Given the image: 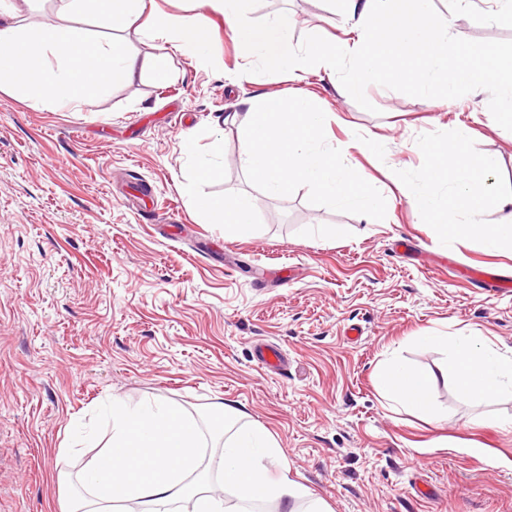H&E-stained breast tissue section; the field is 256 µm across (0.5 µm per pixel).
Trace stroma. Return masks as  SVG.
<instances>
[{
	"label": "stroma",
	"instance_id": "1",
	"mask_svg": "<svg viewBox=\"0 0 512 512\" xmlns=\"http://www.w3.org/2000/svg\"><path fill=\"white\" fill-rule=\"evenodd\" d=\"M24 25L94 30L91 14L59 0H10ZM506 0L452 10L434 0L450 46L512 54ZM283 11L293 45L346 39L332 0H247L249 21ZM213 48L173 54L169 80L115 82L92 112L32 107L0 91V512H61L82 493L81 469L111 437L112 399L162 403L206 425L234 406L283 449L289 477L331 512H512V394L492 403L450 378L432 392L434 418L404 410L375 381L401 361L426 371L449 354L418 342L429 332L474 334L512 348V290L487 292L453 278L448 259L512 279V245L463 247L425 223L410 202L425 177L429 137L472 130L471 155L497 158V186L512 191V128L492 82L447 104L416 91L388 58L360 94L307 68L297 86L337 114L330 146L375 134L380 153L343 160L390 204L381 220L310 204L307 187L275 196L253 186L236 130L218 129L246 97L288 89L282 76L248 74L223 19ZM219 152L202 189L251 194L256 230L231 236L200 220L187 190L185 138ZM409 239L410 258L396 244ZM266 344L279 372L256 358ZM485 448L482 456L469 445Z\"/></svg>",
	"mask_w": 512,
	"mask_h": 512
}]
</instances>
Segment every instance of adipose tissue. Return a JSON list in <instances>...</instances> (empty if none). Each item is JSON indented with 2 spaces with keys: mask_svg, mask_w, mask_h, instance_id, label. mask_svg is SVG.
<instances>
[{
  "mask_svg": "<svg viewBox=\"0 0 512 512\" xmlns=\"http://www.w3.org/2000/svg\"><path fill=\"white\" fill-rule=\"evenodd\" d=\"M203 16L217 13L233 32L245 53L259 69L299 80L303 59H312L327 72L351 60L352 70L336 82V93L349 97L359 92L364 80L379 74L385 55L406 60L413 84L419 91H431L442 102L454 100L461 87L476 90L482 77H490L507 106L501 114L512 125V54L486 48L482 58L469 51L448 53V28L434 23L432 0H337L344 20L363 29L362 41L313 40L304 51L292 45L295 19L283 13L266 24H254L244 14L246 0H195ZM149 0H62L63 12L89 13L106 39L90 36L78 28L52 24L26 27L4 19L0 4V90L25 94L32 104L53 103L80 112L92 111L95 92L102 86L130 81L143 73L154 78L168 77L169 49L200 53L211 44V34L203 16L193 23L173 27L165 16L150 12ZM384 16L383 26L370 28L371 17ZM139 25L141 35L154 41L153 52L141 55L130 51L117 34ZM470 138L468 127L455 130L451 141H426L427 185L410 199L427 223L461 241L477 238L483 248L496 251L512 242L511 224H461V210L478 211L491 206L512 207V192L500 193L488 186L497 167L494 158L473 159L465 151ZM451 185L461 203H440L431 184ZM200 217L224 225L238 238L255 232V208L251 196L240 193L217 199L205 194L194 198ZM427 346H442L451 353L448 371L458 386L480 398H494L512 389V349L499 350L483 337L437 336L426 334ZM379 386L402 405L416 411H431L433 374L402 363L390 365L377 374ZM112 437L106 453L84 467L82 479L86 495L73 503L69 512H112L115 502L133 498L142 512H161L163 506L185 496L194 499L193 512H225L221 496L189 485L197 469L201 439L189 419L161 404L132 407L123 400L112 402ZM285 465L282 448L262 427L245 424L224 443V486L239 501L272 499L298 512L297 501L306 491L299 483L281 476L269 481V464Z\"/></svg>",
  "mask_w": 512,
  "mask_h": 512,
  "instance_id": "obj_1",
  "label": "adipose tissue"
}]
</instances>
